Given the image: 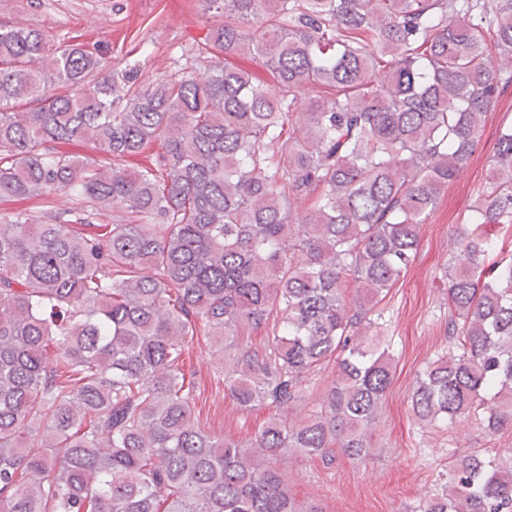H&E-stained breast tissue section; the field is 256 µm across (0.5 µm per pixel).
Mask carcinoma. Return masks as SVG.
<instances>
[{"label":"carcinoma","mask_w":512,"mask_h":512,"mask_svg":"<svg viewBox=\"0 0 512 512\" xmlns=\"http://www.w3.org/2000/svg\"><path fill=\"white\" fill-rule=\"evenodd\" d=\"M200 2L226 17L198 43L207 72L146 88L81 42L0 24V197L76 200L67 219L0 215V512H323L277 463L371 455L394 378L377 306L512 83L491 61L512 56V0ZM109 209L131 220L99 223ZM471 212L446 270L451 351L409 402L419 424L496 434L512 261L487 256L512 246V126ZM263 326L254 349L243 332ZM202 332L224 394L274 410L246 442L196 419L183 361ZM414 512H512V457L453 453ZM334 372H335V363L334 362H330L329 364H325L323 366V369L321 371V373L316 376L314 379H317V380H313L315 381L317 384V388L314 389V392L312 394V396L308 399H305V401L299 403L295 410L292 411V413L297 416V418H301L303 416H305L308 412V410H310L314 404V399L318 397L319 393L322 391V389H324V387L326 385H328L330 383V381L333 379V376H334Z\"/></svg>","instance_id":"obj_1"}]
</instances>
